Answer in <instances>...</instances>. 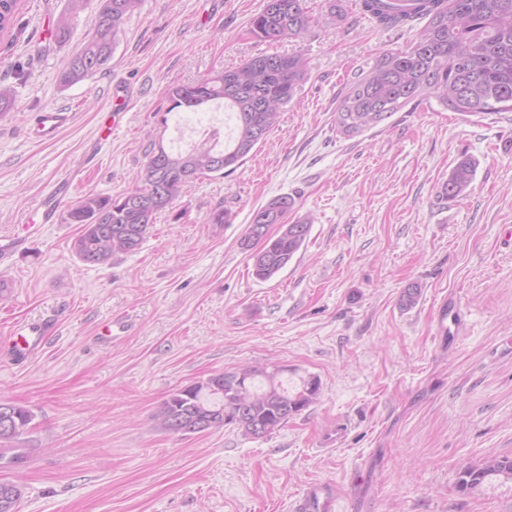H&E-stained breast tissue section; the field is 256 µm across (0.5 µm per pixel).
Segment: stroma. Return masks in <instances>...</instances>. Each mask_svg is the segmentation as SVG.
Listing matches in <instances>:
<instances>
[{"label":"stroma","instance_id":"stroma-1","mask_svg":"<svg viewBox=\"0 0 512 512\" xmlns=\"http://www.w3.org/2000/svg\"><path fill=\"white\" fill-rule=\"evenodd\" d=\"M263 3L143 0L108 69L68 86L59 74L100 0L65 43L38 39L65 0H21L0 35V82L15 89L0 116V237L16 242L0 262V336L22 320L56 324L36 355L0 357V403L35 414L22 441L31 456L0 475L23 485L20 512H295L319 485L335 512H512L511 485L458 487L460 461L512 455V112L430 100L344 138L334 112L345 83L423 22L388 31L360 0H306L305 33L263 41L250 33ZM296 52L308 77L278 127L235 172L198 179L158 213L138 251L89 266L72 250L79 225L40 223L42 192L71 172L78 200L140 185L172 87ZM50 106L70 122L31 142V114ZM120 108L111 145L92 155ZM464 155L477 162L472 189L442 199ZM281 195L311 234L261 282L239 242L252 211ZM218 206L229 223H209ZM265 365L320 384L268 436H181L153 419L180 388Z\"/></svg>","mask_w":512,"mask_h":512}]
</instances>
